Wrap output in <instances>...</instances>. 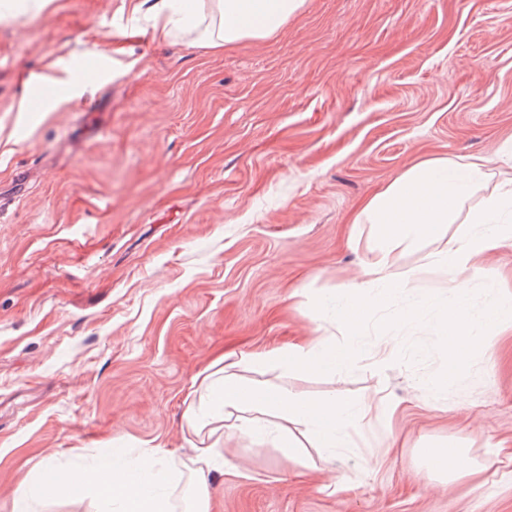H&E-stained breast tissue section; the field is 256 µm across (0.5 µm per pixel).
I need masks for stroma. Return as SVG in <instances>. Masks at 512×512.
<instances>
[{
  "mask_svg": "<svg viewBox=\"0 0 512 512\" xmlns=\"http://www.w3.org/2000/svg\"><path fill=\"white\" fill-rule=\"evenodd\" d=\"M152 3L0 0V512L43 457L82 477L117 449L166 459L188 512L191 392L222 357L395 415L371 430L379 462L362 445L307 468L225 438L210 512H512V319L456 365L435 331L451 305L479 328L512 298V239L464 299L432 269L360 329L337 319L371 257L370 197L436 157L489 160L474 209L512 181V0H305L223 49L163 37ZM100 40L111 68L75 71ZM309 336L354 360L255 361ZM424 448L468 449L470 473L428 479Z\"/></svg>",
  "mask_w": 512,
  "mask_h": 512,
  "instance_id": "1",
  "label": "stroma"
}]
</instances>
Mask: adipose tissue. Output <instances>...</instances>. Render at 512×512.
<instances>
[{
    "instance_id": "obj_1",
    "label": "adipose tissue",
    "mask_w": 512,
    "mask_h": 512,
    "mask_svg": "<svg viewBox=\"0 0 512 512\" xmlns=\"http://www.w3.org/2000/svg\"><path fill=\"white\" fill-rule=\"evenodd\" d=\"M304 0H160L155 17L161 35L191 34L207 48H225L244 41L275 35L299 13ZM489 163L454 161L442 158L423 161L404 171L387 188L371 198L357 221L374 227L379 242L373 258L365 264L348 302L342 322L360 328L373 307L394 302L398 293L420 278V270L394 278V249L407 246L419 237L441 235L444 225L457 223L462 205L483 182ZM512 212V183L502 187L485 206L470 218L464 234L449 236L431 260L456 295H464L468 272L512 237V225L504 222ZM451 358L474 348H489L488 323L484 335L473 334L463 308L453 307L439 325ZM268 361L285 370H315L340 373L353 355L349 350L328 346L313 336L305 344L268 353ZM386 409L353 406L336 400L304 399L276 384H247L229 366L206 374L191 403L190 426L197 437L195 453L186 466L198 512H208L207 474L224 458L225 435L249 437L260 444L281 448L287 461H309L308 447L335 452L355 446L365 428L373 422L388 421ZM170 473L156 453L139 456L134 463L115 458L99 466L91 478L73 479L57 470L51 460L40 466V481L22 482L12 493V512H30L35 497L62 490L76 496L94 495L104 505L103 512H170L166 487Z\"/></svg>"
}]
</instances>
